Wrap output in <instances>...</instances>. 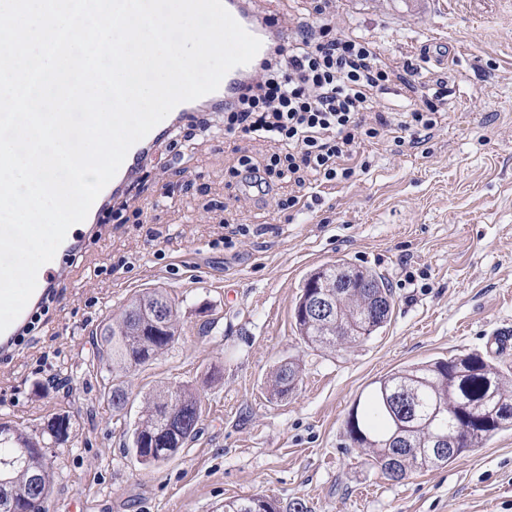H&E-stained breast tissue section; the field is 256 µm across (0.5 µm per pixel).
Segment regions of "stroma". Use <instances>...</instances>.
<instances>
[{"instance_id": "1", "label": "stroma", "mask_w": 512, "mask_h": 512, "mask_svg": "<svg viewBox=\"0 0 512 512\" xmlns=\"http://www.w3.org/2000/svg\"><path fill=\"white\" fill-rule=\"evenodd\" d=\"M336 30L374 42L388 66L420 60L427 89L447 78L442 123L416 146L362 142L352 178L290 212L230 174L272 143L186 121L177 146H157L121 213L87 216L95 238L0 363V423L31 434L57 414L75 421L47 451V512H224L250 495L309 512H512V429L399 482L346 432L370 383L414 363L478 350L512 382V349L491 342L512 331V0H339ZM228 217L249 227L230 248ZM339 259L385 278L390 320L336 351L305 347L293 319L302 285ZM156 288L175 307L177 339L107 371L97 331ZM291 360L301 380L273 398L271 373ZM114 384L127 394L120 411ZM164 386L195 392L197 435L146 465L131 434Z\"/></svg>"}]
</instances>
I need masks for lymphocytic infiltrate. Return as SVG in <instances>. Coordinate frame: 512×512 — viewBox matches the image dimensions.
<instances>
[{
	"label": "lymphocytic infiltrate",
	"mask_w": 512,
	"mask_h": 512,
	"mask_svg": "<svg viewBox=\"0 0 512 512\" xmlns=\"http://www.w3.org/2000/svg\"><path fill=\"white\" fill-rule=\"evenodd\" d=\"M271 27L268 47L254 74L224 101V133L277 144L264 165L241 156L234 176L260 191L277 183L292 192L278 197V210L300 205L306 182L318 185L350 179L352 160L362 141L387 139L397 132L413 139L431 135L443 114L424 101L408 112L376 110V97L393 81L419 94V64L400 69L383 64L373 42L336 32V0H317L312 13L282 21L263 18Z\"/></svg>",
	"instance_id": "obj_1"
}]
</instances>
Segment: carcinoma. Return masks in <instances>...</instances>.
Wrapping results in <instances>:
<instances>
[{"label":"carcinoma","instance_id":"carcinoma-1","mask_svg":"<svg viewBox=\"0 0 512 512\" xmlns=\"http://www.w3.org/2000/svg\"><path fill=\"white\" fill-rule=\"evenodd\" d=\"M334 294V315L310 321L295 307L300 340L313 348H334L365 340L387 323L391 292L377 272L348 262L317 269L305 280L311 287ZM177 333L174 307L159 289L136 297L112 323L102 329L100 359L108 366L130 369L163 351ZM300 366L288 361L271 379L272 395L284 398L298 384ZM175 415H167L169 401ZM200 405L186 388L165 387L141 412L133 436L148 437L150 447L135 451L141 462L159 464L172 458L196 434ZM512 425V392L493 361L479 353L454 355L404 367L371 383L347 420L350 440L376 464H395L406 474L448 465L469 449ZM73 422L68 414L54 415L34 434L0 433V512L36 497L47 501L51 481L35 491L34 473L43 464L32 449L69 442ZM228 512H278L262 497H242L224 505Z\"/></svg>","mask_w":512,"mask_h":512}]
</instances>
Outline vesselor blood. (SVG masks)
I'll return each instance as SVG.
<instances>
[{
    "mask_svg": "<svg viewBox=\"0 0 512 512\" xmlns=\"http://www.w3.org/2000/svg\"><path fill=\"white\" fill-rule=\"evenodd\" d=\"M252 65L231 69L224 77L219 88L197 100L178 104L171 113L159 123L146 137L135 143L128 152V160L112 180L111 194L125 193L134 183L140 164L156 147L159 139L168 136L172 129L186 120L197 108L219 104L225 95L231 94L239 80L252 72ZM60 266L52 261L42 266L37 274L36 288L20 315L5 330L0 332V361L12 357L14 350L30 323L32 317L40 312L58 292Z\"/></svg>",
    "mask_w": 512,
    "mask_h": 512,
    "instance_id": "vessel-or-blood-1",
    "label": "vessel or blood"
}]
</instances>
